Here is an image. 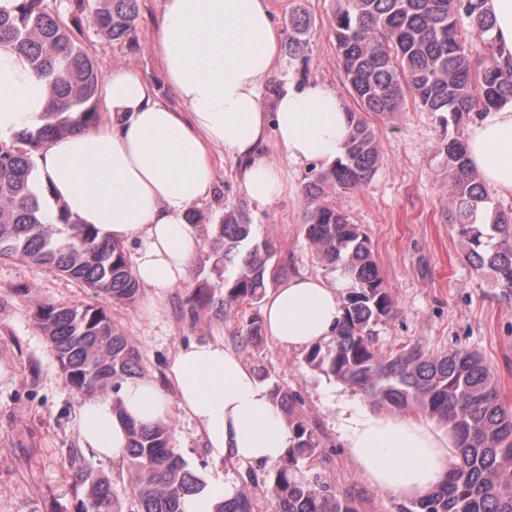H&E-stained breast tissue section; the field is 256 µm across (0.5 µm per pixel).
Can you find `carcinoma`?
<instances>
[{
	"label": "carcinoma",
	"instance_id": "carcinoma-1",
	"mask_svg": "<svg viewBox=\"0 0 512 512\" xmlns=\"http://www.w3.org/2000/svg\"><path fill=\"white\" fill-rule=\"evenodd\" d=\"M140 12V0H13L0 8V44L23 56L49 92L43 123L0 142V260L22 259L88 288L98 305L39 304L33 319L43 331L67 384L90 397L112 393L119 405L122 383L142 374L141 355L112 321L105 304L136 302L140 287L124 246L98 240L92 224H79L58 207V223L45 224L29 177L33 156L50 138L96 124L99 74L78 36L91 25L125 43ZM336 50L359 110L350 111L351 132L343 156L313 174L302 188L304 234L344 293L333 345H317L304 362L364 393L374 405L417 411L451 429L458 461L438 490L414 499L401 512H512V410L506 408L490 369L467 350L428 355L421 348L382 355L374 327L393 313L390 288L372 259L368 238L332 194L374 176L380 155L374 130L361 113L386 115L411 98L435 117L443 132L450 206L445 215L466 261L488 273L496 287L512 292V209L488 208L485 185L470 168L463 127L476 115L512 103V57L497 56L491 16L480 0H336L332 15ZM311 21L302 9L288 19L284 51L306 63ZM480 44L475 67L470 48ZM220 250L211 253L212 283L193 289L189 312L246 305L252 313L242 332L251 343L262 336L260 303L268 284L285 270L273 263L276 248L251 235L243 213H227L214 225ZM497 242H492V239ZM270 394L292 433L286 457L267 472L276 512H360L305 462L320 440L297 409L298 400L274 383ZM167 422L130 426L126 461L137 512H189L191 498L208 484L170 446ZM73 492H82L77 512H122L112 483L80 468ZM213 512H253L246 489L221 498Z\"/></svg>",
	"mask_w": 512,
	"mask_h": 512
}]
</instances>
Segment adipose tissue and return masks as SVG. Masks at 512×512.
Here are the masks:
<instances>
[{"instance_id": "obj_1", "label": "adipose tissue", "mask_w": 512, "mask_h": 512, "mask_svg": "<svg viewBox=\"0 0 512 512\" xmlns=\"http://www.w3.org/2000/svg\"><path fill=\"white\" fill-rule=\"evenodd\" d=\"M281 41L268 0H164L155 48L178 107L132 68L113 69L100 86L106 119L48 140L34 156L44 223H56V205L64 203L99 236L136 243L129 263L141 287L159 294L183 283L202 250L186 216L215 191V150L240 162V189L261 206L282 191L280 168L258 157L268 139L293 166L327 167L344 151L350 115L331 87L292 80L273 111L263 109L261 89L279 71ZM47 101L26 60L0 45V140L37 127ZM465 139L475 173L497 194L512 196V103L483 113ZM340 307L336 289L301 274L267 295L264 329L278 344L304 350L334 335ZM167 378L165 388L127 379L118 410L108 395L84 399V446L122 458L128 421L150 427L178 411L232 463L271 466L285 456L290 431L280 409L222 342L182 346ZM343 438L366 482L408 499L442 485L457 455L452 432L410 415L353 413L343 419Z\"/></svg>"}]
</instances>
